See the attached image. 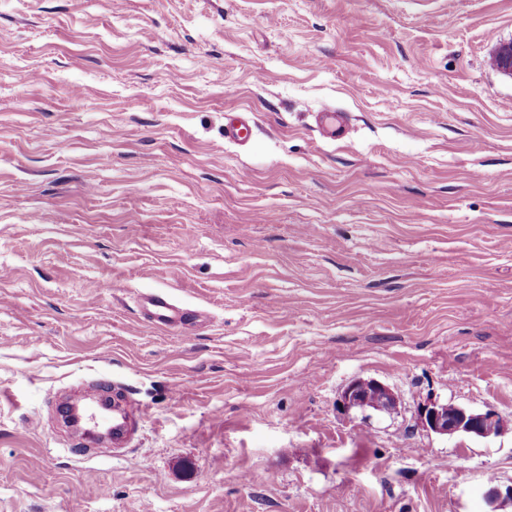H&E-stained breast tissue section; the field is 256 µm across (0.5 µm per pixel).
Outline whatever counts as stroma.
<instances>
[{
	"label": "stroma",
	"mask_w": 512,
	"mask_h": 512,
	"mask_svg": "<svg viewBox=\"0 0 512 512\" xmlns=\"http://www.w3.org/2000/svg\"><path fill=\"white\" fill-rule=\"evenodd\" d=\"M509 40L512 0H0V512H512ZM94 379L147 413L90 460L48 393ZM346 117L333 108L324 109L319 115V130L327 141H336L340 135V127ZM141 305L150 323L158 328H180L190 320L189 311L164 292L144 293ZM398 400L392 390L377 380H356L342 392L337 405L344 411L371 410L390 415L397 408ZM448 404L452 403L437 399H429L422 404L418 412L422 426L431 433L447 438L459 434L481 438L497 437L508 428L492 411L479 413L456 405H453V410H448Z\"/></svg>",
	"instance_id": "35a3bbf8"
}]
</instances>
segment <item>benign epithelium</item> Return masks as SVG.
I'll list each match as a JSON object with an SVG mask.
<instances>
[{
  "label": "benign epithelium",
  "mask_w": 512,
  "mask_h": 512,
  "mask_svg": "<svg viewBox=\"0 0 512 512\" xmlns=\"http://www.w3.org/2000/svg\"><path fill=\"white\" fill-rule=\"evenodd\" d=\"M398 400L392 390L377 380H356L342 392L337 405L350 412L371 410L389 415ZM418 418L426 430L442 437L470 434L481 438L497 437L507 430V424L492 411L483 413L459 406L448 409V403L430 399L422 404Z\"/></svg>",
  "instance_id": "benign-epithelium-1"
}]
</instances>
